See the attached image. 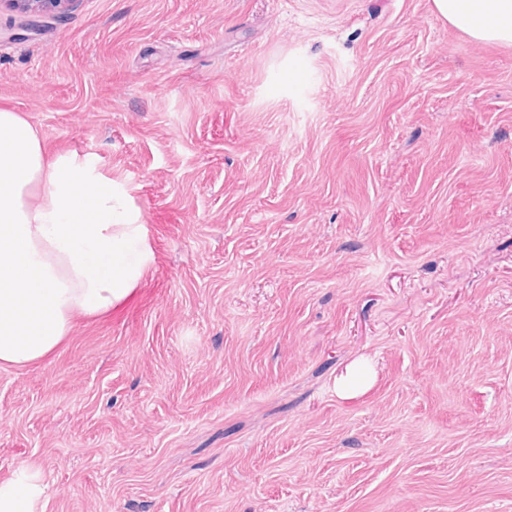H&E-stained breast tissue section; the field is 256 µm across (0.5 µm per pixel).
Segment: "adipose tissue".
Masks as SVG:
<instances>
[{
  "mask_svg": "<svg viewBox=\"0 0 512 512\" xmlns=\"http://www.w3.org/2000/svg\"><path fill=\"white\" fill-rule=\"evenodd\" d=\"M478 41L512 44V0H433ZM152 252L111 177L77 156L51 157L18 112L0 109V367L48 357L74 316L128 298ZM41 471L0 482V512H46Z\"/></svg>",
  "mask_w": 512,
  "mask_h": 512,
  "instance_id": "obj_1",
  "label": "adipose tissue"
}]
</instances>
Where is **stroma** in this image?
Listing matches in <instances>:
<instances>
[{
    "mask_svg": "<svg viewBox=\"0 0 512 512\" xmlns=\"http://www.w3.org/2000/svg\"><path fill=\"white\" fill-rule=\"evenodd\" d=\"M0 108L153 249L0 368V482L35 466L46 512H512V44L432 0H75L0 39ZM372 383V376H364L358 366H353L336 380V389L340 396L351 398L367 391Z\"/></svg>",
    "mask_w": 512,
    "mask_h": 512,
    "instance_id": "stroma-1",
    "label": "stroma"
}]
</instances>
